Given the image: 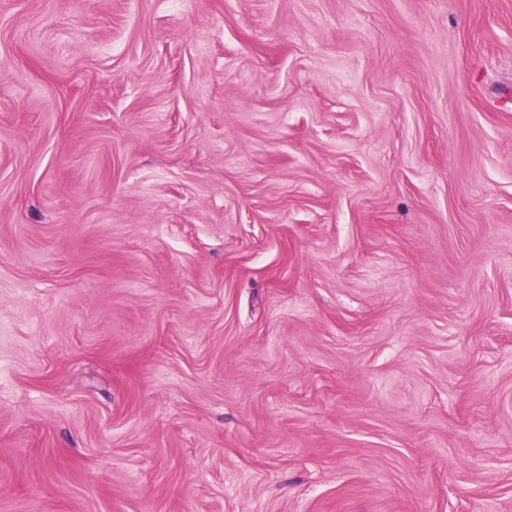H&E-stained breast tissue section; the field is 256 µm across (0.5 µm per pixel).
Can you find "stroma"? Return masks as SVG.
<instances>
[{"label":"stroma","instance_id":"obj_1","mask_svg":"<svg viewBox=\"0 0 512 512\" xmlns=\"http://www.w3.org/2000/svg\"><path fill=\"white\" fill-rule=\"evenodd\" d=\"M0 512H512V0H0Z\"/></svg>","mask_w":512,"mask_h":512}]
</instances>
